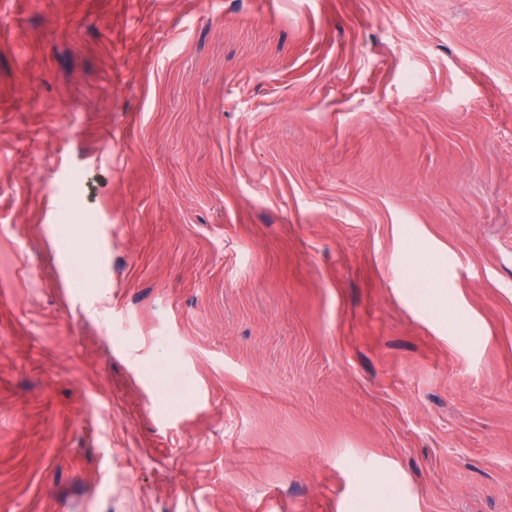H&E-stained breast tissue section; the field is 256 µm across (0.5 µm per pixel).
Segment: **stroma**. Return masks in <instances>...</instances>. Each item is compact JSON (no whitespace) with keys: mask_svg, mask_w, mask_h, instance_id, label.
Segmentation results:
<instances>
[{"mask_svg":"<svg viewBox=\"0 0 512 512\" xmlns=\"http://www.w3.org/2000/svg\"><path fill=\"white\" fill-rule=\"evenodd\" d=\"M0 512H512V0H0Z\"/></svg>","mask_w":512,"mask_h":512,"instance_id":"stroma-1","label":"stroma"}]
</instances>
